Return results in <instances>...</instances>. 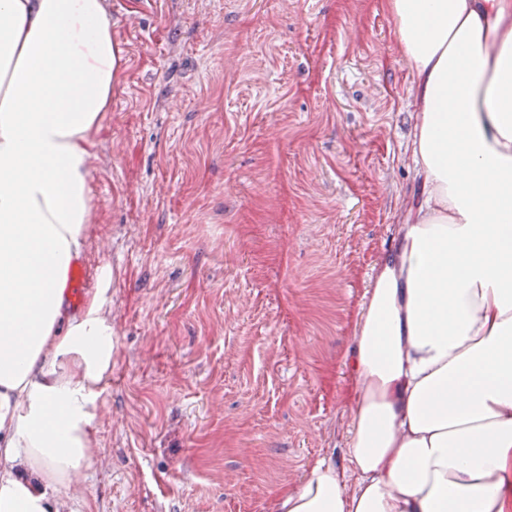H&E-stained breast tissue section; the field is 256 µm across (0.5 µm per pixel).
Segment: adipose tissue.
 <instances>
[{"mask_svg":"<svg viewBox=\"0 0 512 512\" xmlns=\"http://www.w3.org/2000/svg\"><path fill=\"white\" fill-rule=\"evenodd\" d=\"M413 78L422 190L344 356L345 455L277 512H512V0H382ZM126 66L108 0H0V512H65L112 368L70 312L97 135Z\"/></svg>","mask_w":512,"mask_h":512,"instance_id":"1","label":"adipose tissue"}]
</instances>
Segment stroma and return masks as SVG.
<instances>
[{"label":"stroma","instance_id":"obj_1","mask_svg":"<svg viewBox=\"0 0 512 512\" xmlns=\"http://www.w3.org/2000/svg\"><path fill=\"white\" fill-rule=\"evenodd\" d=\"M126 68L81 256L112 372L71 512H274L344 466L342 363L420 190L380 0H109Z\"/></svg>","mask_w":512,"mask_h":512}]
</instances>
